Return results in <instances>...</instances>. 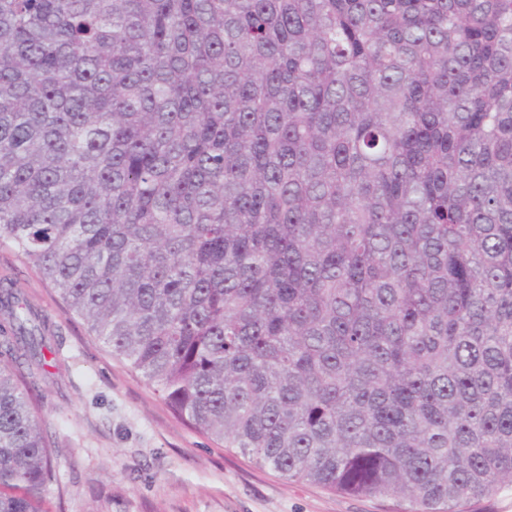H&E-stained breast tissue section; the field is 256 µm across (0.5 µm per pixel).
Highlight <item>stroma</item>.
I'll list each match as a JSON object with an SVG mask.
<instances>
[{"instance_id": "obj_1", "label": "stroma", "mask_w": 512, "mask_h": 512, "mask_svg": "<svg viewBox=\"0 0 512 512\" xmlns=\"http://www.w3.org/2000/svg\"><path fill=\"white\" fill-rule=\"evenodd\" d=\"M49 320L59 354L37 412L59 448L47 512H407L289 481L177 417L5 243L0 276Z\"/></svg>"}]
</instances>
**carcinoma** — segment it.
Returning <instances> with one entry per match:
<instances>
[{
    "label": "carcinoma",
    "mask_w": 512,
    "mask_h": 512,
    "mask_svg": "<svg viewBox=\"0 0 512 512\" xmlns=\"http://www.w3.org/2000/svg\"><path fill=\"white\" fill-rule=\"evenodd\" d=\"M0 241L199 432L411 512L512 487V0H0ZM0 279V512L56 482Z\"/></svg>",
    "instance_id": "1"
}]
</instances>
